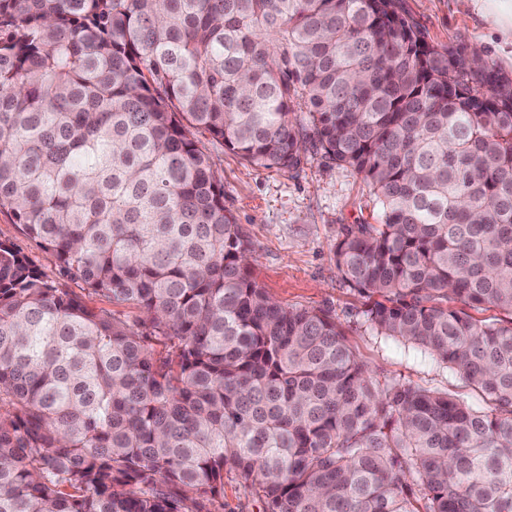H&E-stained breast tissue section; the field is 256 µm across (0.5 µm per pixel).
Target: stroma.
Here are the masks:
<instances>
[{
  "label": "stroma",
  "mask_w": 512,
  "mask_h": 512,
  "mask_svg": "<svg viewBox=\"0 0 512 512\" xmlns=\"http://www.w3.org/2000/svg\"><path fill=\"white\" fill-rule=\"evenodd\" d=\"M401 6L429 42L466 44L512 77V39L499 32L493 16L481 15L472 0H401ZM209 150L224 180V203L256 247L253 277L272 298L330 312L373 379L396 378L448 391L483 407L481 396L454 370L416 354L410 344L377 336L365 324L363 298L342 279L334 257L343 227L373 224L378 218L361 175L317 155L288 171L248 166L217 143ZM0 241L13 244L40 271L55 276L54 256L27 238L6 211L0 212ZM224 512H262L252 480L225 473Z\"/></svg>",
  "instance_id": "1"
}]
</instances>
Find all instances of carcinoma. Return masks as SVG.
Returning a JSON list of instances; mask_svg holds the SVG:
<instances>
[{"instance_id": "1", "label": "carcinoma", "mask_w": 512, "mask_h": 512, "mask_svg": "<svg viewBox=\"0 0 512 512\" xmlns=\"http://www.w3.org/2000/svg\"><path fill=\"white\" fill-rule=\"evenodd\" d=\"M480 59L400 0H0V210L83 291L0 242V512H212L231 471L263 512H512V78ZM204 133L362 176L365 323L487 409L274 301ZM89 306L96 309L112 310L116 317H120L128 325L134 326L139 324L142 314L139 308L127 304H112L103 297H92L91 300L86 299Z\"/></svg>"}]
</instances>
